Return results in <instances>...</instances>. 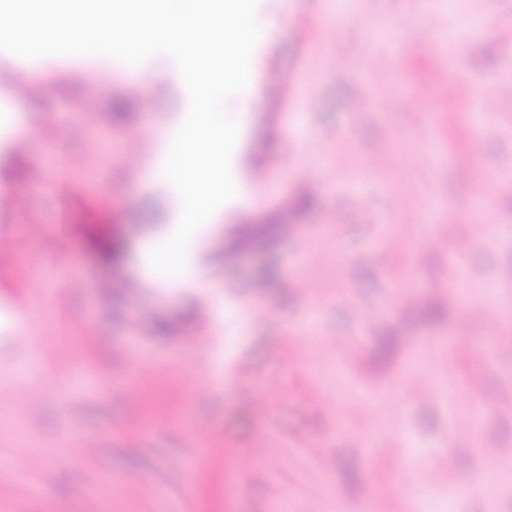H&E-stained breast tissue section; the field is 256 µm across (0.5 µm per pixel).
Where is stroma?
<instances>
[{"label": "stroma", "instance_id": "stroma-1", "mask_svg": "<svg viewBox=\"0 0 512 512\" xmlns=\"http://www.w3.org/2000/svg\"><path fill=\"white\" fill-rule=\"evenodd\" d=\"M332 2L258 0L224 111L234 180L265 167L268 188L189 240L187 280L149 263L182 208L152 173L189 107L177 66L145 60L158 80L118 120L138 79L107 57H44L58 93L24 99L6 55L0 189L25 206L0 209V512H512V473L487 485L512 448V97L484 104L512 86V0H350L336 25ZM441 63L447 94L426 92ZM63 215L72 232L32 236ZM283 224L324 246L294 251Z\"/></svg>", "mask_w": 512, "mask_h": 512}]
</instances>
